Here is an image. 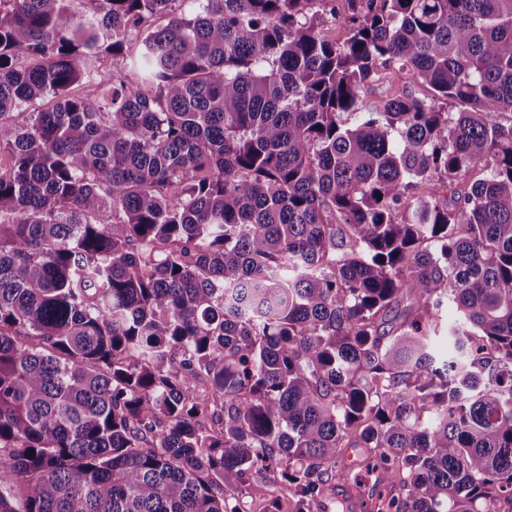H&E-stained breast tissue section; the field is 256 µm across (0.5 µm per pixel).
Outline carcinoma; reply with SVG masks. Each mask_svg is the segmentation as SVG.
Masks as SVG:
<instances>
[{"label":"carcinoma","instance_id":"1","mask_svg":"<svg viewBox=\"0 0 512 512\" xmlns=\"http://www.w3.org/2000/svg\"><path fill=\"white\" fill-rule=\"evenodd\" d=\"M179 2L0 0V512H318L355 444L377 512H491L512 0ZM274 481L272 473L255 481L253 489L240 497V509L242 512H259L268 505L271 497L268 496L269 485Z\"/></svg>","mask_w":512,"mask_h":512}]
</instances>
